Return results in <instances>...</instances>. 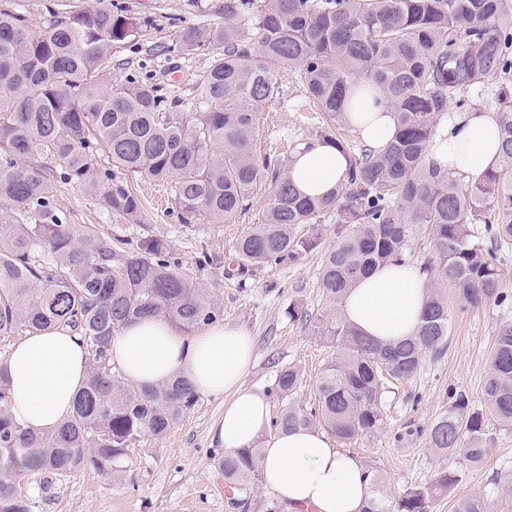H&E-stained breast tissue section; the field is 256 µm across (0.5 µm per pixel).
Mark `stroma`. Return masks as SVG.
<instances>
[{"label": "stroma", "mask_w": 512, "mask_h": 512, "mask_svg": "<svg viewBox=\"0 0 512 512\" xmlns=\"http://www.w3.org/2000/svg\"><path fill=\"white\" fill-rule=\"evenodd\" d=\"M112 0H17L29 19L32 36L44 33L53 17L66 12L110 5ZM139 18L138 32L112 51V76L150 78L167 97L191 100L208 64L204 54L173 56L170 48L187 27L211 28L224 23V0H122ZM283 96L262 113L260 129L267 147L287 159L292 141L310 135L318 124L307 109L293 72L281 76ZM143 208L136 222L109 218L85 191L59 184L57 203L71 224H100L119 236L134 239L159 235L167 239L177 271L204 288L224 311L225 322L245 328L254 344V359L244 377L246 387L261 391L272 414L285 402L276 390V377L285 367H297L302 384L296 405L311 401L313 384L333 351L313 336L310 326L290 314L299 307L319 316L328 301L319 285L320 257L313 254L295 266H266L251 275H227L234 244L261 221L267 194L251 197L248 209L212 224L197 220L184 225L172 209L167 186L139 180ZM210 263H202L201 255ZM448 307L450 335L444 353L428 358L412 383L388 400V421L382 430L359 438L350 452L378 472L388 491L422 487L438 471L462 470L455 455H439L427 440L431 422L447 407L452 390L466 391L475 406L489 370V352L500 325L512 322V300L462 309L456 290L437 281ZM224 411L223 398L201 395L181 422L161 441H145L130 449L125 469L114 480L93 471L77 475L19 472L14 479L34 503L33 512H268L277 497L255 484L249 510H241L224 489L217 460L223 450L212 443L210 425ZM492 448L483 466L463 470L451 495L433 501L430 512H452L456 499L481 495L487 512H506L512 505V430L489 423Z\"/></svg>", "instance_id": "35a3bbf8"}]
</instances>
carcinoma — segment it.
<instances>
[{
	"label": "carcinoma",
	"instance_id": "obj_1",
	"mask_svg": "<svg viewBox=\"0 0 512 512\" xmlns=\"http://www.w3.org/2000/svg\"><path fill=\"white\" fill-rule=\"evenodd\" d=\"M506 7V0H224V26L188 27L179 36L180 55L211 51L186 104L167 102L149 78L112 82V49L138 29L115 4L74 11L37 38L22 11L1 7L0 204L10 219L0 224V339L23 328L65 327L82 336L89 372L68 420L34 432L14 420L10 381L0 371V459L35 456L49 473L118 477L128 450L164 439L197 393L180 376L151 386L126 379L112 364V336L148 317L187 334L223 317L204 289L176 272L166 239L130 241L67 223L56 202L59 183L129 222L141 211L131 182L166 183L184 224L200 217L222 224L273 185L263 219L235 244V271L294 266L320 254V287L333 308L311 329L336 350L315 381L310 410L291 402L299 371L280 370L277 390L290 403L273 426L324 428L343 446L384 428L388 389L412 382L426 354L447 347L448 308L431 289L416 335L384 344L338 315L344 292L376 267L407 262L420 227L463 307L508 300L499 260L512 248V27L499 23ZM285 70L322 118L289 155L321 140L349 160L333 195H300L288 166L261 150L259 118L280 99ZM492 76L505 78L495 98L500 161L470 182L431 161L428 148L448 107L468 106L466 93ZM352 84L382 93L396 110V134L382 151L341 136L350 127ZM101 148L121 175L102 167ZM36 154L56 166L24 163ZM331 213L327 241L322 220ZM482 392L483 408L455 392L428 429L430 448L459 454L466 469L489 455V420L512 428V323L496 332ZM259 460L258 448L220 457L225 487L238 495L252 489ZM371 474L365 512H429L462 478L460 470H442L429 485L393 495ZM32 508L12 480L0 479V512ZM453 512H485L484 501L460 498Z\"/></svg>",
	"mask_w": 512,
	"mask_h": 512
}]
</instances>
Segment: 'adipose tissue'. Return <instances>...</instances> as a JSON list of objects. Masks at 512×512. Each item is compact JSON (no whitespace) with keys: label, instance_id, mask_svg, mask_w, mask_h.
Segmentation results:
<instances>
[{"label":"adipose tissue","instance_id":"1","mask_svg":"<svg viewBox=\"0 0 512 512\" xmlns=\"http://www.w3.org/2000/svg\"><path fill=\"white\" fill-rule=\"evenodd\" d=\"M351 121L372 148L389 144L396 133L394 109L365 95L354 103ZM429 157L467 180L479 179L499 162L496 113L473 107L444 117ZM348 161L334 144L313 141L290 164L297 190L307 196L333 194ZM427 279L410 265L388 264L359 279L341 311L358 332L393 343L417 332L428 300ZM112 361L140 385L186 377L196 392L225 396L223 414L210 434L228 454L261 447L264 487L287 503L290 512H366L373 497L367 468L338 448L321 430L297 428L267 434L269 404L243 385L254 356L249 333L216 323L191 334L157 316L126 326L111 341ZM0 368L11 380L12 414L21 426L46 430L67 418L88 370V351L73 332L51 330L26 336Z\"/></svg>","mask_w":512,"mask_h":512}]
</instances>
